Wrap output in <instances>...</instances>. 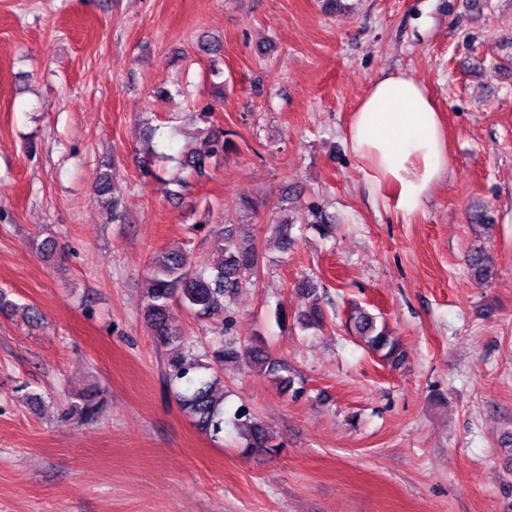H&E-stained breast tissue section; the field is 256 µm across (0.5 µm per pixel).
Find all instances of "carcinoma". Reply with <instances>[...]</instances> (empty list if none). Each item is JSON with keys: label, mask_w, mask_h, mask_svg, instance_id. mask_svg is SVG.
I'll return each mask as SVG.
<instances>
[{"label": "carcinoma", "mask_w": 512, "mask_h": 512, "mask_svg": "<svg viewBox=\"0 0 512 512\" xmlns=\"http://www.w3.org/2000/svg\"><path fill=\"white\" fill-rule=\"evenodd\" d=\"M215 106L207 104L196 113V120L206 126L205 148L198 151L186 148L178 158L180 175L164 179L166 186L172 184L185 187L189 179L201 177L210 161L224 159L229 153L239 150L232 139L233 133L224 131L213 119ZM155 131L149 130L142 143L141 160L138 167L142 174L156 176L154 158L159 156L154 143ZM112 174H103L95 185L94 192L104 206L112 209V221L121 220L119 202L108 197ZM295 221L288 220L277 225L279 247L287 251L295 243L293 234ZM233 231L224 233V242L218 245L222 253L221 261L206 272L192 266L189 257L183 252H167L156 256L150 266L147 278L148 288L142 308L144 319L151 325L154 336L165 345L174 348L167 356L166 377L175 387V398L180 409L203 433L219 436L224 432V393L217 392L221 383L218 372L227 365L245 362L248 369L273 376L289 389L292 380L286 375L288 366L273 358L261 341L243 343L236 338H221L202 352L185 349L177 341L172 329L174 308H180L198 317L211 318L224 314L225 302L237 295L242 288L257 277L262 256L253 245L241 246L231 242ZM468 268L474 276L486 278L491 273L490 257L482 250L467 256ZM325 309L319 303L301 312L296 321L303 327L323 324ZM354 331L364 342L369 352L384 363L397 368L404 362L402 344L387 330L386 324H377L376 317L363 309H358L349 317ZM96 394L90 393L80 404H72L67 414L82 418H92L99 410ZM241 439L240 447L247 452H277L279 445L266 430L262 421L242 405L233 414Z\"/></svg>", "instance_id": "cac0c4a2"}]
</instances>
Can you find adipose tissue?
<instances>
[{
	"label": "adipose tissue",
	"mask_w": 512,
	"mask_h": 512,
	"mask_svg": "<svg viewBox=\"0 0 512 512\" xmlns=\"http://www.w3.org/2000/svg\"><path fill=\"white\" fill-rule=\"evenodd\" d=\"M346 134L372 181L392 188L405 212L421 207L448 169L440 115L412 74L394 72L373 82Z\"/></svg>",
	"instance_id": "obj_1"
}]
</instances>
